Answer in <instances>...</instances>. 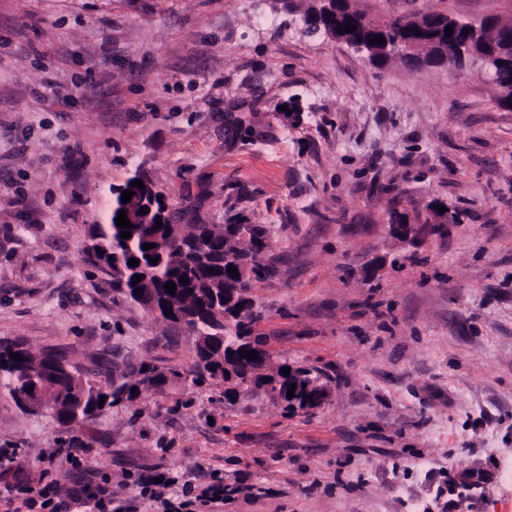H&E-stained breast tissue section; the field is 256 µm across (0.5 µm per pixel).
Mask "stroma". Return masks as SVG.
Listing matches in <instances>:
<instances>
[{
    "instance_id": "1",
    "label": "stroma",
    "mask_w": 512,
    "mask_h": 512,
    "mask_svg": "<svg viewBox=\"0 0 512 512\" xmlns=\"http://www.w3.org/2000/svg\"><path fill=\"white\" fill-rule=\"evenodd\" d=\"M376 20L512 19V0H350ZM308 0H0V341L79 369L177 371L163 391L61 426L0 389V448H84L68 487L163 472L226 488L217 512H512V109L482 62L383 67ZM70 89L66 104L45 84ZM250 127L243 135L241 127ZM148 179L177 224L265 225L255 332L329 397L284 413L193 371L198 335L158 322L83 259L114 185ZM460 211L412 244L391 211ZM491 478L468 506L458 466Z\"/></svg>"
}]
</instances>
